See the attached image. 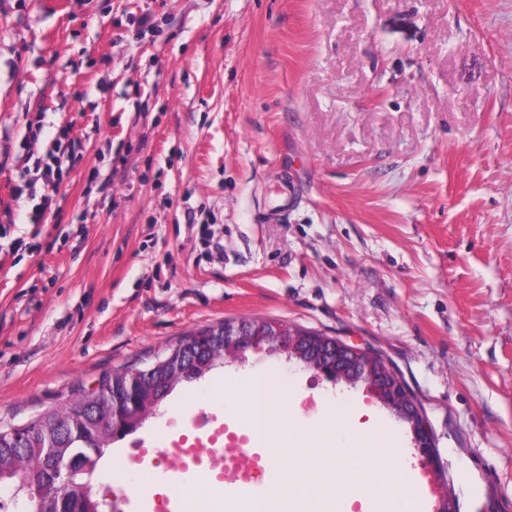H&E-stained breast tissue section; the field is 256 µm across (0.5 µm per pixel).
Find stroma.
<instances>
[{"mask_svg": "<svg viewBox=\"0 0 512 512\" xmlns=\"http://www.w3.org/2000/svg\"><path fill=\"white\" fill-rule=\"evenodd\" d=\"M56 205L15 197L62 131ZM0 428L227 319L381 353L422 405L457 512H512V0H0ZM278 376L296 420L364 385L268 345L183 383L92 477L193 433L214 378Z\"/></svg>", "mask_w": 512, "mask_h": 512, "instance_id": "1", "label": "stroma"}]
</instances>
